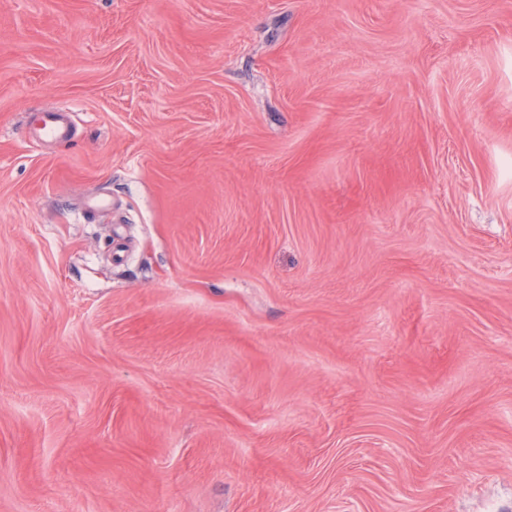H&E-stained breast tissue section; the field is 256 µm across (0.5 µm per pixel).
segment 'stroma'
<instances>
[{"instance_id":"stroma-1","label":"stroma","mask_w":512,"mask_h":512,"mask_svg":"<svg viewBox=\"0 0 512 512\" xmlns=\"http://www.w3.org/2000/svg\"><path fill=\"white\" fill-rule=\"evenodd\" d=\"M0 512H512V0H0Z\"/></svg>"}]
</instances>
